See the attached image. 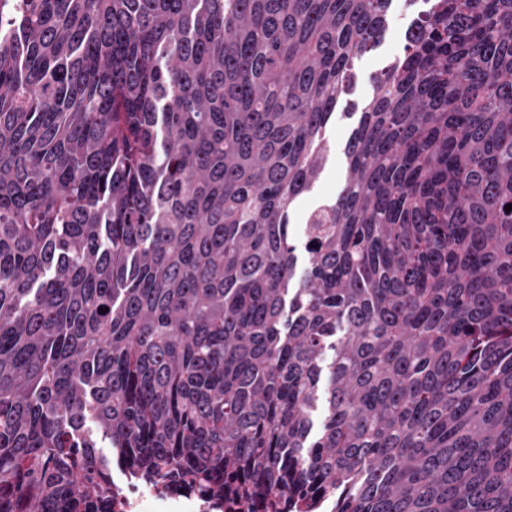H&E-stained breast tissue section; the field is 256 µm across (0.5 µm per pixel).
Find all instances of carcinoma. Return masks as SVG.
I'll return each instance as SVG.
<instances>
[{
  "label": "carcinoma",
  "mask_w": 512,
  "mask_h": 512,
  "mask_svg": "<svg viewBox=\"0 0 512 512\" xmlns=\"http://www.w3.org/2000/svg\"><path fill=\"white\" fill-rule=\"evenodd\" d=\"M424 3L295 230L393 0H0V512H512V0ZM271 498L264 493L249 501L232 493L224 498L209 491L188 488L177 483L153 486L132 478L129 470L120 462L112 467V500L110 512H239L264 508Z\"/></svg>",
  "instance_id": "carcinoma-1"
}]
</instances>
